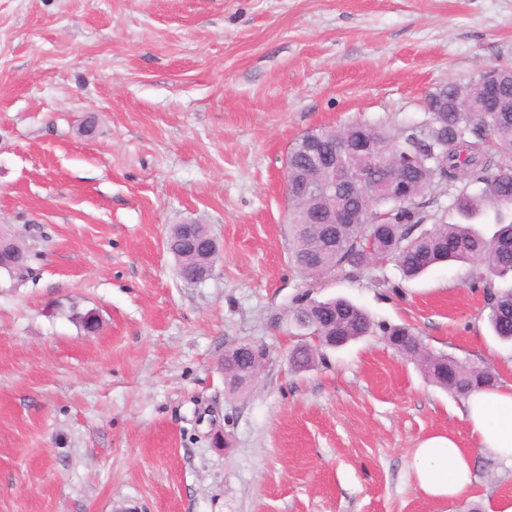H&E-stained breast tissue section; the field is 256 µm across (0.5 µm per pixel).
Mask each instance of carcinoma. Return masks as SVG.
Listing matches in <instances>:
<instances>
[{
    "label": "carcinoma",
    "instance_id": "obj_1",
    "mask_svg": "<svg viewBox=\"0 0 512 512\" xmlns=\"http://www.w3.org/2000/svg\"><path fill=\"white\" fill-rule=\"evenodd\" d=\"M498 89L488 97L483 90L484 75L466 81H449L433 94L426 105L440 103L445 112H432V122L408 125L395 132L371 123L344 127L338 137L364 139L373 145L366 154L352 159L359 167L380 166L385 174L403 178L412 198L411 207L396 209L383 194L366 190L353 193L343 182L336 195L360 214L358 224H314L315 212L299 197L288 204V241L290 260L302 277L318 280L339 268H363L393 260L404 276L416 277L445 261L469 264L473 268L471 285L483 288L490 308L489 322L494 334L512 341V285L496 286L512 274V69L496 70ZM416 159L417 168L399 171L407 156ZM299 169L292 181L314 179L318 171L305 155H298ZM452 189L448 211L459 218L447 222L428 215V193L440 186ZM479 186L472 192L470 187ZM492 210L496 231L490 237L478 233L472 224L476 217ZM383 216L385 223H365L367 216ZM436 223L429 226L428 218ZM376 242L369 246V234ZM206 225H175L167 239V250L174 257L178 275L216 262L217 255H204ZM293 319L309 327L317 342L296 348L297 367L310 368L324 359L329 343L341 347L378 330L386 336H401L395 346L403 356L417 362L435 384L466 396L476 389L492 386V377L484 368L465 365L445 354L418 350L421 346L408 326L375 324L360 307L343 298L308 300L292 310ZM246 368L227 364L224 368L225 391L231 396L242 392L238 382L245 379Z\"/></svg>",
    "mask_w": 512,
    "mask_h": 512
}]
</instances>
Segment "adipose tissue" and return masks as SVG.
<instances>
[{"label": "adipose tissue", "mask_w": 512, "mask_h": 512, "mask_svg": "<svg viewBox=\"0 0 512 512\" xmlns=\"http://www.w3.org/2000/svg\"><path fill=\"white\" fill-rule=\"evenodd\" d=\"M461 416L474 447L512 465V384L471 392ZM470 450L446 432L432 433L419 440L413 455L412 476L428 501L447 503L472 485Z\"/></svg>", "instance_id": "1"}]
</instances>
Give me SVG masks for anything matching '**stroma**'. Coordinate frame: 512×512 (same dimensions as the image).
Wrapping results in <instances>:
<instances>
[{"mask_svg":"<svg viewBox=\"0 0 512 512\" xmlns=\"http://www.w3.org/2000/svg\"><path fill=\"white\" fill-rule=\"evenodd\" d=\"M512 68V0H0V512H499L512 465L461 396L381 333L293 371L300 297H344L432 353L512 383V343L462 263L312 282L288 251L283 168L315 129L428 120L444 82ZM220 244L201 284L173 225ZM100 321L87 333L79 318ZM263 345L244 397L228 348ZM451 432L475 481L428 502L408 465ZM212 235L205 224L195 226L174 225L167 239V250L174 257L178 275L182 279L185 274L195 271L196 266L215 265L217 255L206 257L203 253L207 238ZM24 262V251L17 243L9 247H0V271L4 270L12 275L18 274L24 268Z\"/></svg>","mask_w":512,"mask_h":512,"instance_id":"stroma-1","label":"stroma"}]
</instances>
